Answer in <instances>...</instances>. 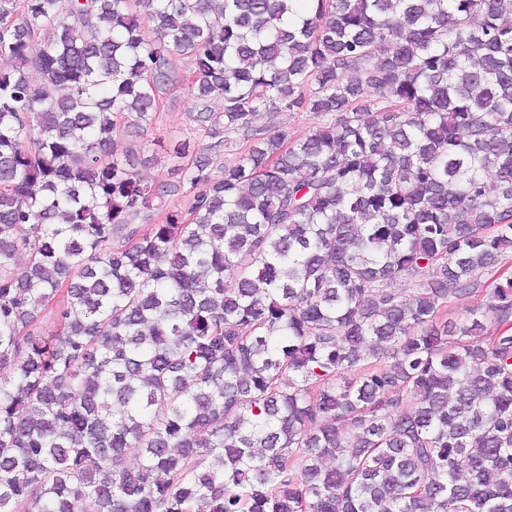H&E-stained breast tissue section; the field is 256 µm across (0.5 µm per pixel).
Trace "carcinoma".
<instances>
[{"instance_id": "cac0c4a2", "label": "carcinoma", "mask_w": 512, "mask_h": 512, "mask_svg": "<svg viewBox=\"0 0 512 512\" xmlns=\"http://www.w3.org/2000/svg\"><path fill=\"white\" fill-rule=\"evenodd\" d=\"M2 57L0 512H512V0H0ZM189 110L190 103L187 95L182 90L171 92L164 99L153 125L144 136H135L133 133L120 140L122 145L131 142L141 146L144 156H155L150 164L140 167L139 172L142 177L158 180L171 176L173 161L164 153L160 145L175 138L195 137L193 123L189 120ZM315 119L310 112H277L263 114L259 125L269 133L285 131L289 139H298L309 133Z\"/></svg>"}]
</instances>
